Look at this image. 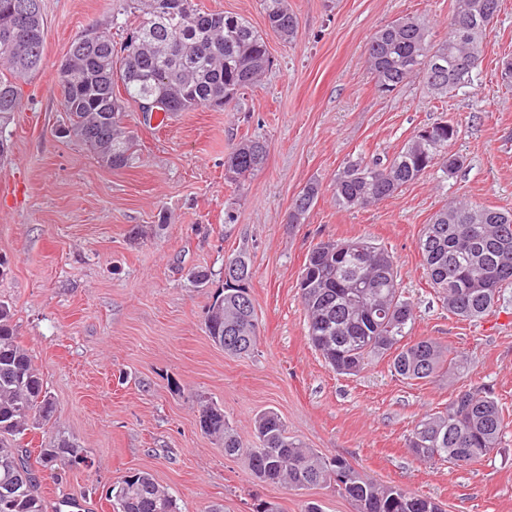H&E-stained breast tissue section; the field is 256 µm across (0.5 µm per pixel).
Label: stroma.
<instances>
[{"label":"stroma","instance_id":"stroma-1","mask_svg":"<svg viewBox=\"0 0 512 512\" xmlns=\"http://www.w3.org/2000/svg\"><path fill=\"white\" fill-rule=\"evenodd\" d=\"M298 34L268 37L272 67L226 108L159 121L129 108L124 122L138 158L114 170L64 135L58 69L74 38L106 27L122 42L134 24L126 0H44V58L22 80L23 104L9 127L12 154L0 162V302L10 306L56 412L19 439L23 448L63 436L89 466L39 475L46 512H113L107 488L127 472L151 473L180 512H354L328 485L292 491L255 480L243 456L204 434L199 412L220 406L244 446L255 417L276 412L288 434L370 478L438 502L443 512H512V431L477 464L422 462L409 435L471 385L488 388L512 423V288L494 314H449L422 267L424 224L456 200L512 211V86L498 62L512 57V0L485 37L472 87L438 99L419 81L377 92L366 47L406 14L427 16L444 35L452 0H288ZM451 119L453 175L432 171L393 198L338 208L333 182L356 157H389L423 126ZM267 146L263 168L245 181L224 163L241 141ZM320 194L301 223L288 216L310 182ZM367 237L385 247L414 310L407 340L433 338L467 368L451 380L401 379L387 357L358 375L334 372L307 336L298 279L308 251L327 239ZM247 257L258 318L254 350L237 357L205 329L224 284V261ZM210 276L199 286L195 272Z\"/></svg>","mask_w":512,"mask_h":512}]
</instances>
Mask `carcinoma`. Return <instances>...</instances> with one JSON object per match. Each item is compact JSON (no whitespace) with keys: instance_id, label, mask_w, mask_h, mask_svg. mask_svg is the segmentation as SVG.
I'll use <instances>...</instances> for the list:
<instances>
[{"instance_id":"1","label":"carcinoma","mask_w":512,"mask_h":512,"mask_svg":"<svg viewBox=\"0 0 512 512\" xmlns=\"http://www.w3.org/2000/svg\"><path fill=\"white\" fill-rule=\"evenodd\" d=\"M137 13L134 44L115 53L112 36L70 45L58 77L68 135L101 162L120 170L134 164L137 139L124 125L126 108L159 100L167 114L209 105L227 106L253 87L270 67L265 35L242 17L206 12L195 0H127ZM268 31L291 41L298 19L288 0H263ZM500 11V0H454L448 34L436 40L425 17L405 15L376 31L367 44V60L381 93L420 80L437 96L458 92L473 81L480 66L487 27ZM45 21L42 0H0V161L9 152L7 128L20 110L18 81L42 62ZM458 125L443 120L425 126L392 157L349 160L333 184L336 206L364 209L397 195L433 169L443 176L463 166L448 152ZM267 147L254 138L241 142L228 157L226 172L235 182L259 171ZM320 186L311 182L296 197L289 223L298 224L317 202ZM469 240L470 250L459 243ZM365 249L362 266L353 253L324 262L323 253L340 244ZM321 241L307 254L299 291L307 316L308 338L338 374L356 375L369 359L386 355L394 374L404 380L431 381L452 374L450 351L431 338L403 342L413 309L400 292L398 271L385 249L364 237ZM418 248L431 285L442 294L448 313L465 320L493 311L503 289L512 287V212L458 202L443 206L423 226ZM250 278L243 256L224 262V287L215 294L206 323L210 338H224V352L241 355L256 344L258 323L253 300L242 282ZM54 406L28 351L16 339L12 313L0 304V512H45L33 465L64 472L83 450L64 438L31 452L16 447L17 437L50 423ZM200 429L224 444V453L244 451L257 480L284 483L291 489L334 484L355 512H442L428 497L397 485L377 483L344 458L327 457L288 437L285 425L268 411L255 420L258 445L243 449L241 440L214 404L199 414ZM508 424L485 387L459 392L446 412L425 416L409 439L419 460H443L458 466L482 461L500 447ZM113 512H177L173 496L152 474L133 471L108 492Z\"/></svg>"}]
</instances>
